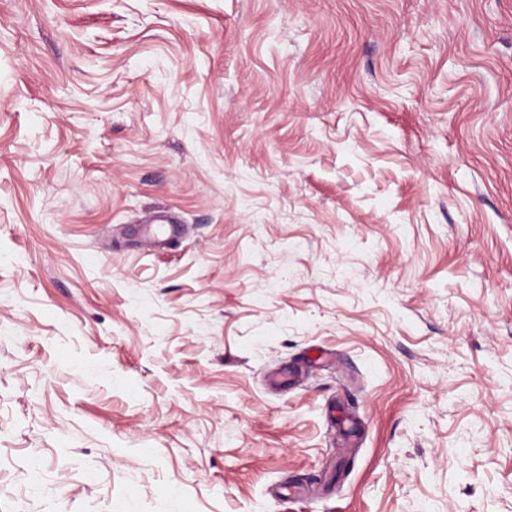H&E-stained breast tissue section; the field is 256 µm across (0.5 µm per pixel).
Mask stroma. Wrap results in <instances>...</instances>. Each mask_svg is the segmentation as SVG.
<instances>
[{"mask_svg": "<svg viewBox=\"0 0 512 512\" xmlns=\"http://www.w3.org/2000/svg\"><path fill=\"white\" fill-rule=\"evenodd\" d=\"M176 496L512 512V0H0V512Z\"/></svg>", "mask_w": 512, "mask_h": 512, "instance_id": "35a3bbf8", "label": "stroma"}]
</instances>
